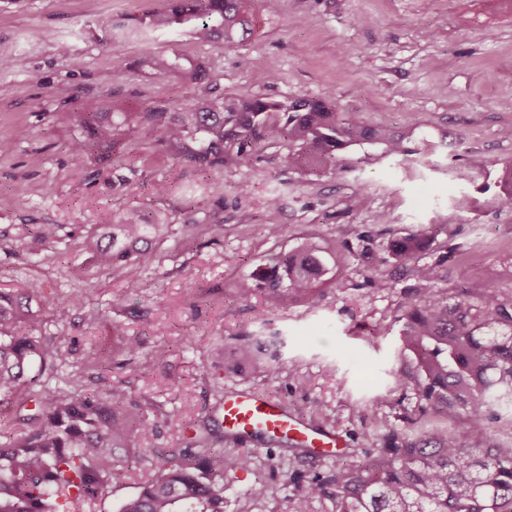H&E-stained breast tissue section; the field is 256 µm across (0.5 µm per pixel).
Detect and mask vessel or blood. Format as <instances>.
<instances>
[{"instance_id": "b4317fda", "label": "vessel or blood", "mask_w": 512, "mask_h": 512, "mask_svg": "<svg viewBox=\"0 0 512 512\" xmlns=\"http://www.w3.org/2000/svg\"><path fill=\"white\" fill-rule=\"evenodd\" d=\"M223 422L226 437L237 445L261 433L273 439L295 440L318 456H333L349 446L345 436L308 426L288 415L276 401L250 391L225 397Z\"/></svg>"}]
</instances>
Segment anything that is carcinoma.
I'll return each instance as SVG.
<instances>
[{
	"mask_svg": "<svg viewBox=\"0 0 512 512\" xmlns=\"http://www.w3.org/2000/svg\"><path fill=\"white\" fill-rule=\"evenodd\" d=\"M257 4L272 10L276 0H164L136 32L185 29L200 44L221 39L230 46L250 35ZM143 64L193 84L207 77L201 63L182 55L149 54ZM132 124L140 138L188 153L205 174L249 162L262 142L288 141L280 156L288 169L344 170L340 153L352 146L367 145L385 156L411 153L405 139L367 125L337 101L230 95L196 99L174 114L154 106L137 118L103 98L75 116L69 145L74 159L114 151ZM168 229L130 216L107 228L86 226L81 244L93 252L100 273L134 285L155 261L154 245ZM48 239L37 232L20 249L36 256ZM425 240L423 233L396 237L390 249L414 260ZM269 264L267 275L238 283V298L260 291L274 307L286 296L316 298L315 283L325 268L315 244L274 255ZM42 294L37 280L21 289L0 288V407L13 409L0 441V512H59V498L69 504L65 512H94L113 483L133 476L144 460L136 444L153 442L156 423L130 413L119 390L85 387L79 372L61 386L42 384L66 365L69 341L36 330L45 319L31 302ZM402 342L415 359L421 416L462 418L465 434L438 424L394 433L367 463L311 479L298 490L294 512H308L309 502L323 496L336 501V512H512V446H487L493 406L512 397V298L448 302L429 295L405 311ZM192 427L200 430L196 447L155 456L149 479L118 512H224V474L248 468L251 457L208 447L217 433L209 423Z\"/></svg>",
	"mask_w": 512,
	"mask_h": 512,
	"instance_id": "1",
	"label": "carcinoma"
}]
</instances>
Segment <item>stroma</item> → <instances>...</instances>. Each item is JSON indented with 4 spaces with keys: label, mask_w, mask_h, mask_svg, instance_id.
<instances>
[{
    "label": "stroma",
    "mask_w": 512,
    "mask_h": 512,
    "mask_svg": "<svg viewBox=\"0 0 512 512\" xmlns=\"http://www.w3.org/2000/svg\"><path fill=\"white\" fill-rule=\"evenodd\" d=\"M161 6L0 0V61L8 63L0 70V141L12 145L0 155V286L43 282L46 331L70 339L62 374L85 369L86 349L97 343L103 364L85 369L87 384L117 388L126 406L157 421L156 452L181 442L185 423L221 419L225 394L242 389L346 436L348 448L325 459L289 440L246 444L251 465L225 475L224 512H292L301 484L368 461L390 431L418 420L411 355L400 340L407 305L430 288L451 301L464 293L512 297V208L500 203L512 193V0H278L276 11L256 12L249 40L232 47L201 45L187 32L116 38L113 23L136 24ZM62 43L69 59L58 52ZM149 51L198 59L208 79L145 74L139 62ZM226 94L336 100L405 135L412 153L354 149L347 171L289 170L279 162L288 145L277 143L211 171L210 189L195 193L194 162L134 134L94 164L69 153L76 113L103 97L132 112H175ZM159 181L166 194L155 192ZM121 214L175 227L133 288L99 275L79 244L86 225ZM271 222L278 236L267 235ZM215 223L224 241L210 245L201 227ZM38 229L53 233L50 249L7 255ZM423 231L430 239L419 259L393 258L391 239ZM308 238L322 248L338 240L345 253L329 262L316 302L270 309L261 297H235L239 279ZM422 265L433 268L434 282L420 278ZM372 276L381 287L369 285ZM66 298L71 306L55 310L53 300ZM117 324L140 341L139 354L124 353ZM267 336L282 340L272 377L269 353L257 345ZM248 342L254 360L238 363L235 350ZM158 345L169 349L160 362L150 357ZM260 484L277 485V494L254 498Z\"/></svg>",
    "instance_id": "35a3bbf8"
}]
</instances>
